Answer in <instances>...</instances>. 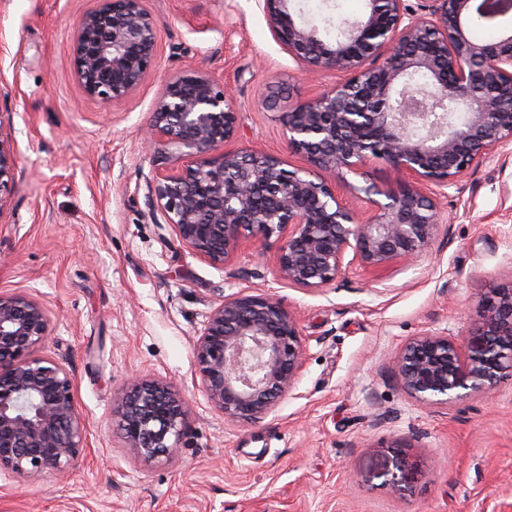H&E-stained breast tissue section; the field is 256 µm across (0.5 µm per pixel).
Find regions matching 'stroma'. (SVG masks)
Listing matches in <instances>:
<instances>
[{"mask_svg":"<svg viewBox=\"0 0 512 512\" xmlns=\"http://www.w3.org/2000/svg\"><path fill=\"white\" fill-rule=\"evenodd\" d=\"M96 5L0 0V136L17 160L0 208V291L55 312L40 353L71 370L87 434L67 474H0V512H512V376L431 408L394 372L407 341L462 339L466 312L512 281V144L438 198L437 235L414 263L350 268L322 289L278 280L274 240L210 263L149 214L157 161L141 131L165 82L196 70L232 88L238 133L226 149H259L294 170L308 161L289 147L282 114L340 76L302 73L258 0H145L159 21L156 64L131 96L104 105L83 94L71 63L74 21ZM363 171L325 179L367 217L373 207L352 185L394 178L376 159ZM242 290L281 298L306 344L294 388L256 424L225 422L194 357L212 310ZM136 378L173 382L189 404L173 461H138L123 446L118 410Z\"/></svg>","mask_w":512,"mask_h":512,"instance_id":"stroma-1","label":"stroma"}]
</instances>
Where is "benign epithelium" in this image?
<instances>
[{
  "label": "benign epithelium",
  "mask_w": 512,
  "mask_h": 512,
  "mask_svg": "<svg viewBox=\"0 0 512 512\" xmlns=\"http://www.w3.org/2000/svg\"><path fill=\"white\" fill-rule=\"evenodd\" d=\"M294 0H262L276 42L308 72L344 79L283 113L290 148L310 163L287 170L253 150L225 151L237 132L233 93L210 76L170 79L144 131L157 158L191 161L149 181L150 211L181 243L223 264L242 241L279 243L276 272L288 285L317 289L348 267L379 269L412 261L439 227L434 197L512 143V32L477 42L466 22L512 15V0H365L338 23L334 41L296 20ZM158 21L143 0H98L79 19L72 48L85 96L103 103L133 93L155 66ZM384 59L381 65L378 59ZM369 158L386 163L397 189L359 187L375 213L363 219L336 197L319 171L363 175ZM16 158L0 136V207ZM54 313L19 292L0 293V473L38 478L75 468L85 448L73 377L64 362L38 353ZM195 361L212 406L231 423L264 420L290 391L306 354L295 315L268 294L238 292L209 315ZM403 391L432 407L494 388L512 372V282L479 300L463 341L425 334L395 359ZM126 453L172 459L185 435L188 403L172 383L135 379L119 411Z\"/></svg>",
  "instance_id": "benign-epithelium-1"
}]
</instances>
